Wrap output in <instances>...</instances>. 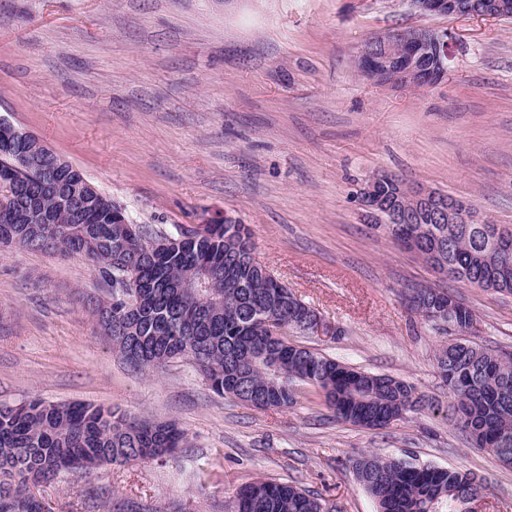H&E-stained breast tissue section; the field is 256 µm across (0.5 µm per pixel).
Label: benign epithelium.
<instances>
[{"label":"benign epithelium","instance_id":"7a95c632","mask_svg":"<svg viewBox=\"0 0 512 512\" xmlns=\"http://www.w3.org/2000/svg\"><path fill=\"white\" fill-rule=\"evenodd\" d=\"M413 10L421 16L481 17L499 20L512 16V0H410ZM452 42L448 32L424 26L397 28L367 38L354 63L367 77L381 83L404 87H428L444 78ZM0 127L10 131L16 140L28 146L24 161L47 160L45 142L0 117ZM386 176L369 180L359 192V204L365 215L379 218L389 225L414 224L416 218L427 216L429 224H490L480 218L465 201L420 187L395 183L385 186Z\"/></svg>","mask_w":512,"mask_h":512}]
</instances>
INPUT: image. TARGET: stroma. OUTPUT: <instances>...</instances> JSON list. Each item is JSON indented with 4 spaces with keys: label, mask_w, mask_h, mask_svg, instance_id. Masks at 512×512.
<instances>
[{
    "label": "stroma",
    "mask_w": 512,
    "mask_h": 512,
    "mask_svg": "<svg viewBox=\"0 0 512 512\" xmlns=\"http://www.w3.org/2000/svg\"><path fill=\"white\" fill-rule=\"evenodd\" d=\"M415 25L453 37L448 72L380 86L353 58L373 34ZM0 116L43 138L138 224L247 225L268 266L334 335L293 343L412 384L422 410L381 430L336 417L302 384L293 406L214 393L187 360L137 370L78 304L84 260L0 250V403L36 396L159 422L187 436L163 462L62 475L48 512H230L235 490L289 482L327 512H376L360 454L474 473L486 512H512V468L460 430L436 367L448 335L412 312L410 288H445L473 313L467 338L512 350V295L434 271L362 214L392 173L512 225V19L423 17L409 0H0Z\"/></svg>",
    "instance_id": "stroma-1"
}]
</instances>
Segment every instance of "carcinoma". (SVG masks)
Here are the masks:
<instances>
[{
  "label": "carcinoma",
  "instance_id": "obj_1",
  "mask_svg": "<svg viewBox=\"0 0 512 512\" xmlns=\"http://www.w3.org/2000/svg\"><path fill=\"white\" fill-rule=\"evenodd\" d=\"M24 146L0 133V244L79 257L99 274L102 298L89 313L114 349L135 369H160L187 358L218 395L257 408H288L296 383L319 388L338 418L379 429L425 406L414 386L389 376L342 364L305 346L288 342L302 330L309 307L252 259L245 224H210L191 239L148 224L130 234L114 222L121 207L66 163L30 166L21 162ZM424 236L448 239L440 263L448 275L464 277L499 292L512 291V261L499 259L496 224H417ZM216 273L224 294L207 304L184 284L200 269ZM131 269L140 295L130 312L127 295L114 288ZM457 340L438 349L437 369L448 386L462 432L512 466V351L480 348L463 335L474 320L458 302L448 312ZM186 443L172 423L118 414L90 404H53L38 398L0 403V512H28L31 488L60 475L83 476L111 463L159 460ZM359 484L377 512H471L486 495L476 477L452 468L422 465L404 458L362 455L352 462ZM321 499L288 482L259 479L240 487L232 512H322Z\"/></svg>",
  "mask_w": 512,
  "mask_h": 512
}]
</instances>
